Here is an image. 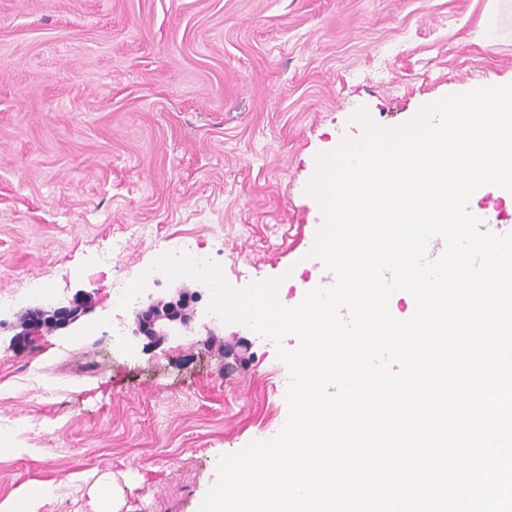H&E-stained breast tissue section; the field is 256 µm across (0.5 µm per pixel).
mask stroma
<instances>
[{
    "instance_id": "1",
    "label": "stroma",
    "mask_w": 512,
    "mask_h": 512,
    "mask_svg": "<svg viewBox=\"0 0 512 512\" xmlns=\"http://www.w3.org/2000/svg\"><path fill=\"white\" fill-rule=\"evenodd\" d=\"M512 82V0H0V504L38 512H198L221 455L286 423L277 345L241 363L204 329L113 354L112 289L205 284L149 267L197 243L234 287L324 284L306 187L353 116L408 121L430 100ZM88 300L69 332L17 339L39 306ZM51 485H43L40 488V498L35 500L28 498L24 495L16 497L8 505L9 510H2L5 512H36L40 505H44L46 502L53 498L51 490L48 488Z\"/></svg>"
}]
</instances>
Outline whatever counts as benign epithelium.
Returning a JSON list of instances; mask_svg holds the SVG:
<instances>
[{"label":"benign epithelium","mask_w":512,"mask_h":512,"mask_svg":"<svg viewBox=\"0 0 512 512\" xmlns=\"http://www.w3.org/2000/svg\"><path fill=\"white\" fill-rule=\"evenodd\" d=\"M190 299L187 292L179 290L167 298L150 294L145 301L137 300L132 335L146 340L149 347L164 342L172 328L191 327L197 310L189 305ZM88 311L84 302L50 309L35 308L22 317L19 335L41 336L48 328L53 331L68 328Z\"/></svg>","instance_id":"7a95c632"}]
</instances>
